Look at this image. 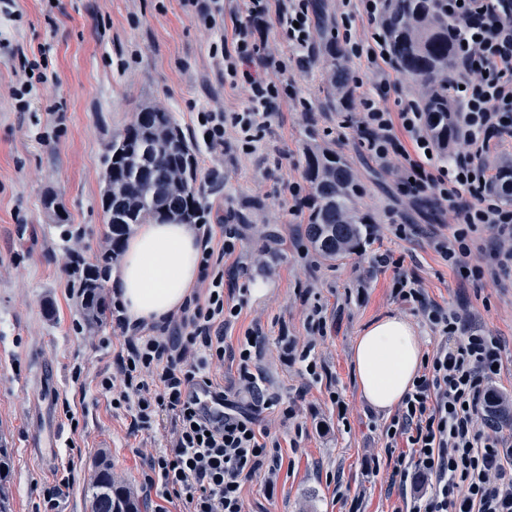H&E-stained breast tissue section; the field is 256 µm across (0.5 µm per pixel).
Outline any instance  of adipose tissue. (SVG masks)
<instances>
[{"label":"adipose tissue","instance_id":"adipose-tissue-1","mask_svg":"<svg viewBox=\"0 0 512 512\" xmlns=\"http://www.w3.org/2000/svg\"><path fill=\"white\" fill-rule=\"evenodd\" d=\"M201 233L197 226L149 222L135 227L110 275L129 325H158L190 298L199 277ZM423 351L413 325L399 316L381 318L353 348L359 389L374 408L401 403L418 374Z\"/></svg>","mask_w":512,"mask_h":512}]
</instances>
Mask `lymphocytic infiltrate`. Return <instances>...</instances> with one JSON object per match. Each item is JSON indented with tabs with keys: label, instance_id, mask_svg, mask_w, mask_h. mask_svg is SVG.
<instances>
[{
	"label": "lymphocytic infiltrate",
	"instance_id": "lymphocytic-infiltrate-1",
	"mask_svg": "<svg viewBox=\"0 0 512 512\" xmlns=\"http://www.w3.org/2000/svg\"><path fill=\"white\" fill-rule=\"evenodd\" d=\"M339 2L343 19L361 16L371 31L370 41L350 47L354 56L367 60L371 76L367 82L351 79L362 147L381 163L397 164L405 194H431L452 214L456 229L438 244L448 263L476 280L487 273L512 276V246L494 253L490 272L463 265L478 228L512 243V208L502 203L512 195V182L499 181L486 161L497 143L512 140V0H440L441 10L461 24L449 93L454 141L462 150L447 155L439 153L418 100L388 101L392 59L381 25L385 0ZM313 9L312 0H239L241 20L231 35L221 34L211 52L224 66L225 83L246 86L250 106L241 112H199L206 149L223 147L231 129L239 152L261 150L272 131L275 106L292 94L290 84L272 80V73L307 68L315 55ZM272 19L287 53L272 51L262 38ZM21 67L25 75L11 96L24 112L50 76L42 52L23 58ZM210 215L209 205H201L204 296L190 298L178 313L145 331L129 328L121 302L113 301L123 347L117 377H102L99 385L130 413L133 429H152L162 418L169 423V447L145 461L147 491L180 502L183 512H244V482L279 456L257 428L255 411L269 404L254 370L259 342L246 340L238 349L240 381L253 400V412L240 410L212 373L224 362V330L239 314L238 305L224 299V259L234 254L239 231L228 221L211 224ZM423 310L444 340L390 424L411 449L394 467L400 487L411 490L409 512H512V442L483 437L475 429L478 415L490 409L494 398L490 384L501 363L499 340L459 313L432 304ZM202 391L220 402L221 417L201 405Z\"/></svg>",
	"mask_w": 512,
	"mask_h": 512
}]
</instances>
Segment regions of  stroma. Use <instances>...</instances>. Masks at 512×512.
I'll use <instances>...</instances> for the list:
<instances>
[{
    "instance_id": "obj_1",
    "label": "stroma",
    "mask_w": 512,
    "mask_h": 512,
    "mask_svg": "<svg viewBox=\"0 0 512 512\" xmlns=\"http://www.w3.org/2000/svg\"><path fill=\"white\" fill-rule=\"evenodd\" d=\"M13 9L15 18L0 15V443L11 455L12 512H35L65 474L71 485L59 512H90L87 488L104 464L145 499L140 453L168 446L163 426L132 432L129 413L113 409L101 390L123 340L108 322L76 331L83 314L63 269L69 251L89 264L108 251L105 157L145 106L171 112L191 144L199 198L213 222L230 213L241 221L237 252L248 271L236 282L241 312L224 346L235 351L246 333L259 334L273 404L258 426L280 446L272 485L244 484L245 512H406L391 473L407 442L388 439L392 415L363 400L352 364L357 336L389 315L414 326L424 356L440 343L420 305L396 296L398 275L415 281L425 302L467 313L500 339L503 367L491 387L512 408V278L473 281L443 259L437 244L454 231L448 213L405 195L393 167L361 149L354 105L340 107L326 85L324 49L307 71L289 74L294 96L280 103L264 153L240 154L231 130L224 148L211 152L201 144L197 112H240L249 102L225 85L210 54L218 34L184 0H14ZM41 48L56 79L28 111H16L9 88L19 58ZM301 98L310 111H300ZM57 103L59 117L50 111ZM316 146L343 155L373 226L355 253L333 260L306 238L307 209L291 213L279 196L283 181L305 183V154ZM212 170L224 174L216 193L205 181ZM52 195L65 221L48 211ZM399 224L419 231L396 236ZM382 253L399 267L374 266ZM259 281L267 285L260 296ZM317 308L327 322L322 337L309 324ZM294 342L313 343L319 376L302 373L288 353Z\"/></svg>"
}]
</instances>
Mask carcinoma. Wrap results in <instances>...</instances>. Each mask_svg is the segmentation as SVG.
<instances>
[{
	"mask_svg": "<svg viewBox=\"0 0 512 512\" xmlns=\"http://www.w3.org/2000/svg\"><path fill=\"white\" fill-rule=\"evenodd\" d=\"M387 42L398 71L422 85V110L437 122L432 134L442 147L451 140L448 82L454 68L452 33L459 23L439 9V0H388L382 18ZM330 81L341 93L350 80L343 50L329 48ZM195 154L171 113L145 106L110 145L105 178L112 179V212L122 222L108 224L110 255L123 248L134 224L173 220L193 224L199 208L195 184ZM304 176L310 183L306 235L315 249L330 259L359 248L361 225L370 223L359 212L358 183L343 157L331 149H310ZM10 453L0 447V512H11ZM88 493L92 512H139L130 491L112 477V470L94 476Z\"/></svg>",
	"mask_w": 512,
	"mask_h": 512,
	"instance_id": "obj_1",
	"label": "carcinoma"
}]
</instances>
